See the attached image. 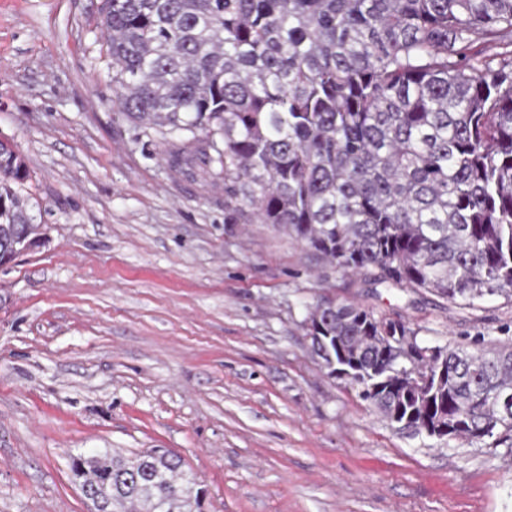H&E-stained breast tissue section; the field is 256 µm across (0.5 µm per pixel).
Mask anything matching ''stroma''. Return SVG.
<instances>
[{
  "instance_id": "stroma-1",
  "label": "stroma",
  "mask_w": 512,
  "mask_h": 512,
  "mask_svg": "<svg viewBox=\"0 0 512 512\" xmlns=\"http://www.w3.org/2000/svg\"><path fill=\"white\" fill-rule=\"evenodd\" d=\"M104 0H0V141L43 241L0 265V512H90L74 457L166 448L203 512H512V449L410 438L310 349L330 299L435 345L512 336L380 288L172 168L112 109Z\"/></svg>"
}]
</instances>
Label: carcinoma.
Returning a JSON list of instances; mask_svg holds the SVG:
<instances>
[{
  "mask_svg": "<svg viewBox=\"0 0 512 512\" xmlns=\"http://www.w3.org/2000/svg\"><path fill=\"white\" fill-rule=\"evenodd\" d=\"M113 106L144 130L183 132L169 161L224 184L344 273L475 307L512 301V0H105ZM0 143V263L39 226ZM311 349L347 370L398 429L512 440V338L447 344L407 365L401 321L332 301L308 312ZM432 373L418 389L416 375ZM73 482L108 512H201L205 489L162 449L80 456Z\"/></svg>",
  "mask_w": 512,
  "mask_h": 512,
  "instance_id": "cac0c4a2",
  "label": "carcinoma"
}]
</instances>
